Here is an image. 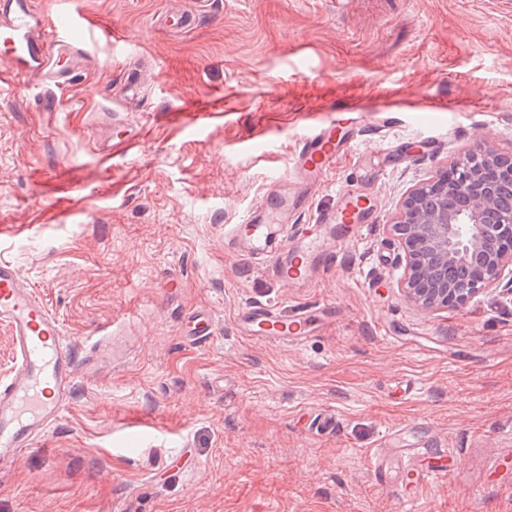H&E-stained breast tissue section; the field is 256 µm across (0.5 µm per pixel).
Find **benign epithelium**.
<instances>
[{
  "label": "benign epithelium",
  "instance_id": "1",
  "mask_svg": "<svg viewBox=\"0 0 512 512\" xmlns=\"http://www.w3.org/2000/svg\"><path fill=\"white\" fill-rule=\"evenodd\" d=\"M505 160L512 162V155L488 146L474 152L469 164L453 163L443 172L468 189L463 219L446 207L422 219L438 177L411 190L400 203L390 232L402 251L400 288L417 306L458 309L489 291L512 290V208L497 205L498 178L487 175ZM483 250L482 261L469 263Z\"/></svg>",
  "mask_w": 512,
  "mask_h": 512
}]
</instances>
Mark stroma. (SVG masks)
Instances as JSON below:
<instances>
[{"label":"stroma","instance_id":"stroma-1","mask_svg":"<svg viewBox=\"0 0 512 512\" xmlns=\"http://www.w3.org/2000/svg\"><path fill=\"white\" fill-rule=\"evenodd\" d=\"M79 16L89 56L51 111L0 86V258L79 346L58 424L0 463V512H395L365 452L425 420L461 465L415 512H512V293L432 312L408 301L388 224L409 190L478 148L512 153V0H40ZM181 10L195 22L163 27ZM224 100V117L186 112ZM365 110L311 195L371 193L378 220L309 287L274 280L225 230L280 182L313 121ZM151 136L103 159L116 123ZM332 303L305 344L247 339L249 303ZM208 312L209 339L190 337ZM392 321L448 347L398 345ZM414 381L407 397L397 381ZM336 429L318 434V414Z\"/></svg>","mask_w":512,"mask_h":512}]
</instances>
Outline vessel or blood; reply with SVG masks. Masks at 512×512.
Instances as JSON below:
<instances>
[{
  "instance_id": "b4317fda",
  "label": "vessel or blood",
  "mask_w": 512,
  "mask_h": 512,
  "mask_svg": "<svg viewBox=\"0 0 512 512\" xmlns=\"http://www.w3.org/2000/svg\"><path fill=\"white\" fill-rule=\"evenodd\" d=\"M76 18L48 15L39 0H0V83L23 74L49 90L71 82L83 60V49L69 35ZM362 129V115L348 107L336 118L314 123L292 155V167L317 186L336 162L354 146ZM307 194L284 190L266 192L239 223L230 225V245L254 259L267 262L272 276L289 286L309 284L329 269L338 249L375 223L374 200L347 188L335 206L317 212L309 223L299 218ZM296 224L292 239L282 227ZM335 317L327 304L283 310L268 302H254L239 314L242 334L265 335L267 340L300 345ZM0 326L16 343V362L0 381V461L15 458L33 447L62 417L79 368H93L111 353L112 340L104 336L76 352L63 339L58 318L40 295L21 278L17 267L0 260ZM373 483L409 506L444 476L450 455L434 447L423 423H405L387 430L367 452Z\"/></svg>"
}]
</instances>
